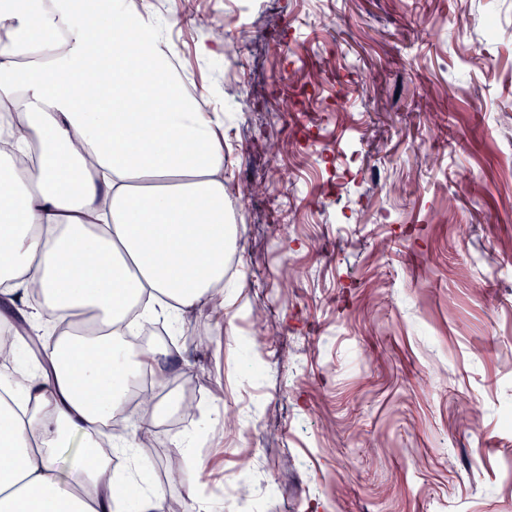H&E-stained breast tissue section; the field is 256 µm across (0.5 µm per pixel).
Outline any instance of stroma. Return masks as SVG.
Wrapping results in <instances>:
<instances>
[{
	"instance_id": "35a3bbf8",
	"label": "stroma",
	"mask_w": 512,
	"mask_h": 512,
	"mask_svg": "<svg viewBox=\"0 0 512 512\" xmlns=\"http://www.w3.org/2000/svg\"><path fill=\"white\" fill-rule=\"evenodd\" d=\"M150 9L213 105L246 107L224 122L246 287L168 331L138 489L165 512H512V0ZM195 460L194 487L163 480Z\"/></svg>"
}]
</instances>
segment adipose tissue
<instances>
[{
  "label": "adipose tissue",
  "mask_w": 512,
  "mask_h": 512,
  "mask_svg": "<svg viewBox=\"0 0 512 512\" xmlns=\"http://www.w3.org/2000/svg\"><path fill=\"white\" fill-rule=\"evenodd\" d=\"M65 43L0 0V106L19 113L28 164L0 170V323L67 340L36 371L0 382V512H165L162 489L120 496L98 437L158 351L131 354L132 307L182 322L242 281H225L239 236L224 204L223 113L210 87L185 94L168 63L170 25L129 0L106 13L56 0ZM42 298L18 311L32 285ZM85 438L81 481L62 487L57 451Z\"/></svg>",
  "instance_id": "obj_1"
}]
</instances>
